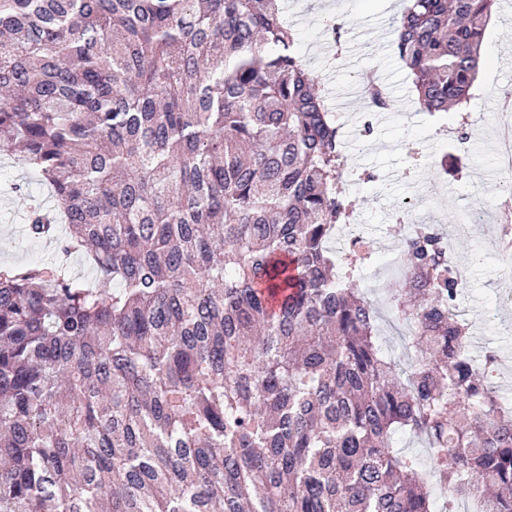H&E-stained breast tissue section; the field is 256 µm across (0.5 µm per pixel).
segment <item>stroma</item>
<instances>
[{
	"label": "stroma",
	"instance_id": "35a3bbf8",
	"mask_svg": "<svg viewBox=\"0 0 512 512\" xmlns=\"http://www.w3.org/2000/svg\"><path fill=\"white\" fill-rule=\"evenodd\" d=\"M283 6L298 29L302 54L318 76L330 110L342 114L349 164L374 176L370 182L346 184L368 247L399 242L411 224L446 230L474 211L499 220L507 195L497 164L495 114L501 91L512 86V68L504 63L505 52L512 50V21L507 20L505 7H498L485 31L487 64L478 74L473 97L466 110L454 116L469 127L485 128L486 134L471 140L468 153L460 155L448 148L432 116L412 102L411 84L391 35L401 0H283ZM367 71L387 86L392 105L374 116L373 131L365 137L361 129L366 102L345 109L341 101L352 89L354 75ZM411 142L420 152V163H413L406 153ZM435 177L444 181L449 198L425 196V184ZM50 199L49 189L36 181L22 155L0 156V265L63 263L76 278L92 281L94 272L80 256H62L53 244L26 236L27 205ZM408 199L414 205L407 212L403 203ZM451 257L469 278L460 304L469 334L501 356L492 382L512 406V267H507L495 244L475 233L454 238ZM396 259L390 253L366 262L361 286L379 311L383 350L398 369L408 371L412 365L400 354L407 328L394 318L382 288L387 267Z\"/></svg>",
	"mask_w": 512,
	"mask_h": 512
}]
</instances>
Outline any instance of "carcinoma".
I'll list each match as a JSON object with an SVG mask.
<instances>
[{
	"label": "carcinoma",
	"mask_w": 512,
	"mask_h": 512,
	"mask_svg": "<svg viewBox=\"0 0 512 512\" xmlns=\"http://www.w3.org/2000/svg\"><path fill=\"white\" fill-rule=\"evenodd\" d=\"M432 115L472 98L497 0H404ZM282 0H0V154L53 189L26 235L93 267H0V512H512V416L472 358L450 244L418 224L386 284L406 379L329 241L339 127ZM365 98L391 99L375 79ZM393 443L395 448L417 455L420 458L423 469L428 468L425 444L420 438L408 433H400L394 437Z\"/></svg>",
	"instance_id": "obj_1"
}]
</instances>
